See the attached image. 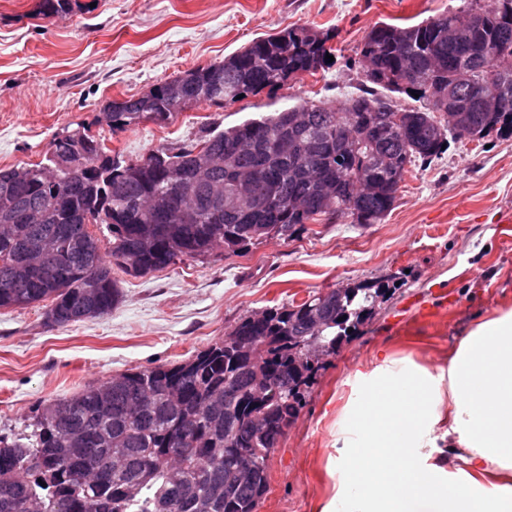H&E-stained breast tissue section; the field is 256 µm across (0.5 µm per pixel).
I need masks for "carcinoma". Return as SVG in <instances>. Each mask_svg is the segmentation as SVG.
I'll return each mask as SVG.
<instances>
[{
  "label": "carcinoma",
  "mask_w": 512,
  "mask_h": 512,
  "mask_svg": "<svg viewBox=\"0 0 512 512\" xmlns=\"http://www.w3.org/2000/svg\"><path fill=\"white\" fill-rule=\"evenodd\" d=\"M76 0H38L44 19ZM418 24L379 23L356 54L374 67L343 111L304 101L208 134L177 151L135 162L112 157L88 126L67 128L44 160L0 169V308L42 306L57 326L112 313L122 293L113 268L145 275L261 238L292 236L320 217L377 224L417 163L455 141L512 135V0H483ZM334 35L308 26L260 37L224 60L190 70L177 97L167 83L114 100L113 130L171 123L196 105H224L298 75H316L335 55ZM504 89L501 112L482 110L489 88ZM419 94L407 109L378 89ZM213 161L206 185L231 192L241 178L251 212L215 211L196 179L195 153ZM103 225L107 243L70 226ZM54 267L28 281L19 271L43 245ZM391 292L364 281L316 292L300 303L242 319L224 340L175 363L124 373L44 404L25 429L0 434V512H259L268 459L296 419L323 364L369 321Z\"/></svg>",
  "instance_id": "carcinoma-1"
}]
</instances>
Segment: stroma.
Instances as JSON below:
<instances>
[{"label": "stroma", "instance_id": "35a3bbf8", "mask_svg": "<svg viewBox=\"0 0 512 512\" xmlns=\"http://www.w3.org/2000/svg\"><path fill=\"white\" fill-rule=\"evenodd\" d=\"M36 3L0 0V168L41 161L70 125L90 126L130 161L304 100L339 106L363 84L355 52L374 25L417 24L468 9L471 0H78L51 20L36 16ZM298 25L335 32L329 69L232 104L188 108L165 126L114 132L96 122L110 100L140 96ZM115 277L123 298L104 317L59 327L40 306L0 309L1 434L90 382L184 360L266 307L396 281L375 316L318 371L270 456L259 512H319L334 493L327 467L347 380L383 349L443 364L477 320L512 305V137L454 143L417 165L380 223L323 220L238 255Z\"/></svg>", "mask_w": 512, "mask_h": 512}]
</instances>
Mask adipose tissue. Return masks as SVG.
I'll use <instances>...</instances> for the list:
<instances>
[{
    "label": "adipose tissue",
    "mask_w": 512,
    "mask_h": 512,
    "mask_svg": "<svg viewBox=\"0 0 512 512\" xmlns=\"http://www.w3.org/2000/svg\"><path fill=\"white\" fill-rule=\"evenodd\" d=\"M335 436L321 512H512V306L477 322L447 365L377 355Z\"/></svg>",
    "instance_id": "adipose-tissue-1"
}]
</instances>
